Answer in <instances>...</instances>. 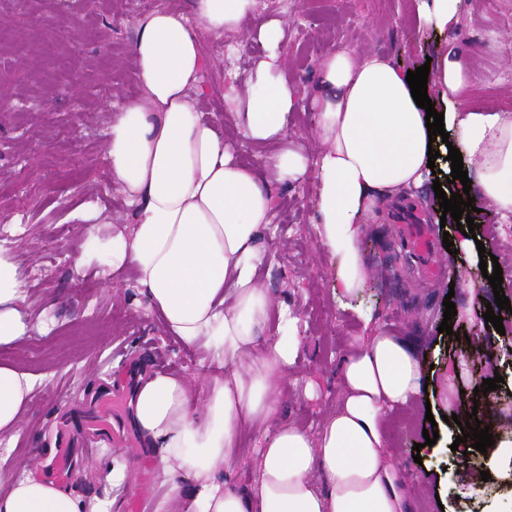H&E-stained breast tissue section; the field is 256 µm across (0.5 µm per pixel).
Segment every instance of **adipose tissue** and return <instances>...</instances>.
I'll return each instance as SVG.
<instances>
[{
	"label": "adipose tissue",
	"instance_id": "obj_1",
	"mask_svg": "<svg viewBox=\"0 0 512 512\" xmlns=\"http://www.w3.org/2000/svg\"><path fill=\"white\" fill-rule=\"evenodd\" d=\"M256 0H192L190 13L156 10L140 17L131 46L138 95L116 109L105 150L112 185L134 210L130 224L101 220L82 206L70 217L85 225L76 266L103 274L125 269L168 334L207 353L217 366L197 402L178 374L143 372L130 401L136 427L170 483L174 512H411L380 422L417 400L424 381L415 350L375 332L339 364L342 400L317 436L294 425L265 436L258 478L240 489L217 474L235 457L237 433L263 425L278 410L275 382L286 376L302 340L297 320L281 313L276 337L263 341L271 298L258 282L260 246L271 224L270 182L307 173L302 153L286 149L263 169L242 164L200 104L209 65L199 31L220 39L245 34L267 52L245 89L224 93L226 119L255 145L288 134L293 112L310 107L322 150L318 172V237L339 262L343 294L363 288L360 249L367 218L430 175L428 149L456 146L475 165L469 191L476 205L512 216V113L461 109L472 84L469 53L444 49L427 93L443 113L449 139L429 136L406 74L387 57L337 49L317 70L318 96L308 98L282 74L286 22H255ZM418 25L448 31L463 0H411ZM25 280L11 246L0 244V345L40 331L24 306ZM38 376L0 364V439L12 436L39 385ZM41 469L0 487V512H87L83 499L47 477L54 448L41 449ZM324 482H316L313 472Z\"/></svg>",
	"mask_w": 512,
	"mask_h": 512
}]
</instances>
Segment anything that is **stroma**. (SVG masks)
Returning a JSON list of instances; mask_svg holds the SVG:
<instances>
[{
	"mask_svg": "<svg viewBox=\"0 0 512 512\" xmlns=\"http://www.w3.org/2000/svg\"><path fill=\"white\" fill-rule=\"evenodd\" d=\"M408 2L257 0L255 19L287 20L283 74L309 96L332 50L378 53L412 71L451 44L476 61L467 105L488 97L512 102V0H470L448 32L418 29ZM149 11L146 0H0V38L10 44L0 51V101L10 104L0 111V242L10 243L25 275L26 306L46 325L21 343L0 345V363L43 379L12 443L0 444V473L34 468L35 450L52 443L72 449L81 471L57 469L54 478L85 500L108 503L111 512H170L169 485L127 410H120L111 439L99 436L96 395L124 404L144 368L173 371L194 384L212 368L204 353L169 336L148 312L132 270L105 280L98 268L76 266L73 258L84 233L68 218L75 207L90 204L102 217L133 220L112 189L105 138L114 105L140 90L130 48L137 20ZM201 40L211 60L202 75L209 89L202 109L220 122L227 86L245 85L262 48L206 32ZM233 143L241 162L256 168L288 147L303 149L311 160L319 149L309 112L295 113L283 141L261 148L239 137ZM432 185L425 180L413 196L423 204L432 248L447 276L426 287L410 241L396 221L383 217L366 227L361 250L369 278L351 297L338 293V261L318 240L316 169L301 181L272 185L276 232L262 241L267 258L261 281L273 311L285 307L297 317L302 345L279 385L278 412L263 429L241 428L224 480L251 488L263 437L279 425L317 433L340 403L342 357L357 337L378 327L413 344L428 379L427 403L393 410L383 421L412 512H512V460L453 449L461 430L449 420L462 405L485 402L474 389L493 375L503 377L502 392L512 393V364L504 353L512 341V313L503 312L501 334L477 322L494 293L477 291L467 253L444 248L443 238L457 239L460 232L441 225ZM473 219L477 238L488 240L502 270L512 272V229L488 206ZM448 295L457 314L446 335L438 327ZM309 380L317 386L312 398L304 394ZM432 416L439 438L429 447L423 430ZM476 455L492 468L488 481L473 486L462 476L466 457Z\"/></svg>",
	"mask_w": 512,
	"mask_h": 512,
	"instance_id": "obj_1",
	"label": "stroma"
}]
</instances>
